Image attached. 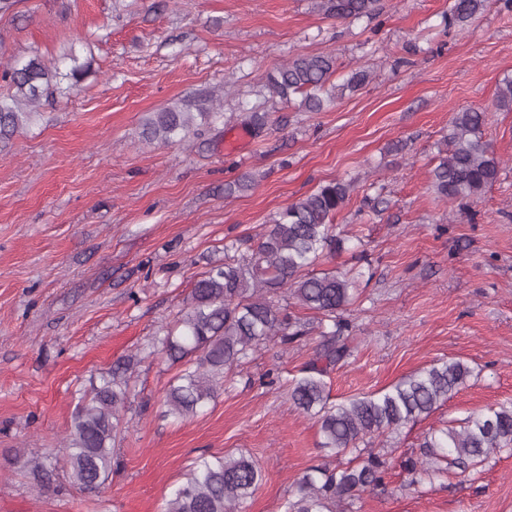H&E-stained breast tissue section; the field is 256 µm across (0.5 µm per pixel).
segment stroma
<instances>
[{
  "label": "stroma",
  "instance_id": "obj_1",
  "mask_svg": "<svg viewBox=\"0 0 512 512\" xmlns=\"http://www.w3.org/2000/svg\"><path fill=\"white\" fill-rule=\"evenodd\" d=\"M316 0H16L0 12V66L68 51L91 63L61 83L0 155V512H161L201 457H250L263 480L240 512H285L316 465L319 424L287 400L320 342L314 311L280 297L305 326L260 346L224 376L195 417L166 416L182 363L160 354L195 281L226 243L257 242L297 198L351 183L316 271L354 276L350 354L325 377L334 402L386 391L448 360L473 371L431 416L365 440L391 465L385 488L345 512H512V454L477 470L409 484L403 460L424 437L512 401V7L488 0L447 26L449 0H380L371 21L337 19ZM336 59L331 82H368L320 112L284 104L267 75L299 55ZM215 96L220 117L177 143L143 142L165 107ZM482 112L503 162L470 203L441 200L431 171L451 120ZM265 114L262 128L253 112ZM248 181L226 193V184ZM136 364L98 493L68 485L63 439L80 393L127 358ZM57 465L38 487L29 457Z\"/></svg>",
  "mask_w": 512,
  "mask_h": 512
}]
</instances>
